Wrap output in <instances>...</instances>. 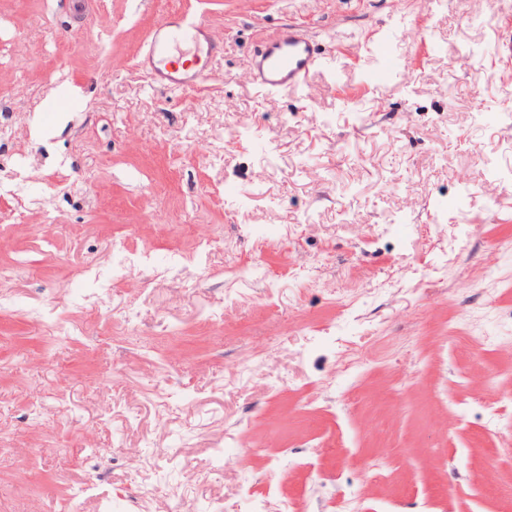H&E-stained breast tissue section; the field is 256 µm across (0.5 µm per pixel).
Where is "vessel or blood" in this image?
Wrapping results in <instances>:
<instances>
[{"label":"vessel or blood","instance_id":"b4317fda","mask_svg":"<svg viewBox=\"0 0 512 512\" xmlns=\"http://www.w3.org/2000/svg\"><path fill=\"white\" fill-rule=\"evenodd\" d=\"M180 37L193 46H206L211 53L220 45L203 21L187 14L164 19L155 30L146 55L148 73L155 83L186 93L198 88L203 72L198 69L186 74L168 61L171 46ZM325 63L317 41L289 23L264 39L247 77L263 93H281L299 88L310 71Z\"/></svg>","mask_w":512,"mask_h":512}]
</instances>
